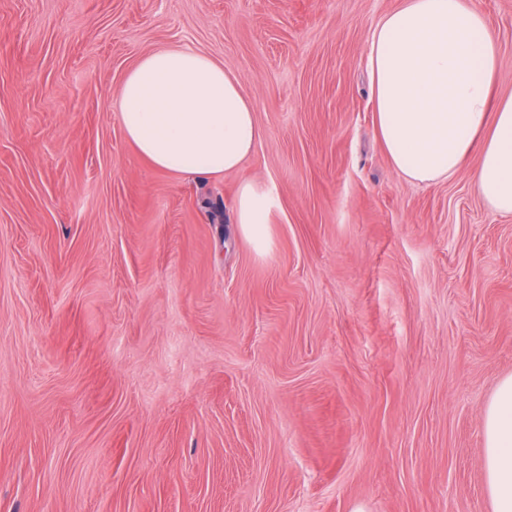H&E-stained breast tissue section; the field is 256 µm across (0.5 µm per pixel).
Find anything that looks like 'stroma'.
<instances>
[{
	"mask_svg": "<svg viewBox=\"0 0 512 512\" xmlns=\"http://www.w3.org/2000/svg\"><path fill=\"white\" fill-rule=\"evenodd\" d=\"M512 95V0H475ZM400 0H0V512H493L512 217L412 185L368 40ZM224 63L262 136L184 177L127 139L145 54ZM275 188L270 245L239 185ZM276 204L273 188L257 182H243L236 195L235 219L242 235L260 252L269 246V216Z\"/></svg>",
	"mask_w": 512,
	"mask_h": 512,
	"instance_id": "1",
	"label": "stroma"
}]
</instances>
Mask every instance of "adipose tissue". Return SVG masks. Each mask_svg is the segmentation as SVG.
Masks as SVG:
<instances>
[{
    "label": "adipose tissue",
    "mask_w": 512,
    "mask_h": 512,
    "mask_svg": "<svg viewBox=\"0 0 512 512\" xmlns=\"http://www.w3.org/2000/svg\"><path fill=\"white\" fill-rule=\"evenodd\" d=\"M375 126L391 166L414 185L454 178L475 162L488 209L512 216V96L497 98V38L473 0H401L374 27L367 55ZM119 113L127 139L154 167L216 174L240 167L261 137L237 75L173 45L126 74ZM272 187L243 182L235 219L258 251L269 246ZM483 470L493 512H512V376L485 407Z\"/></svg>",
    "instance_id": "adipose-tissue-1"
}]
</instances>
